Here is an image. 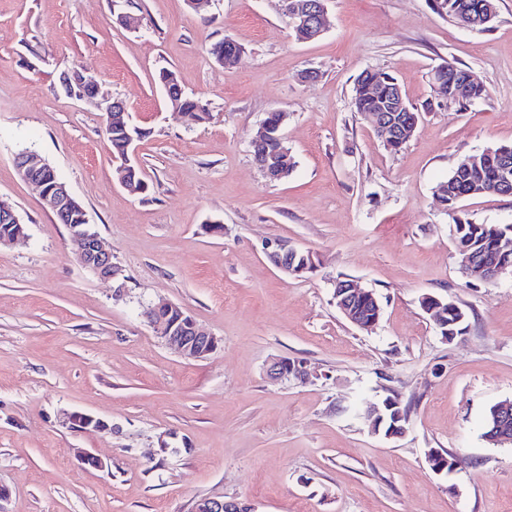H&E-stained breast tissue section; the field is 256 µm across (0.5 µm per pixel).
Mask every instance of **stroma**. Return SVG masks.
Here are the masks:
<instances>
[{"label": "stroma", "instance_id": "35a3bbf8", "mask_svg": "<svg viewBox=\"0 0 512 512\" xmlns=\"http://www.w3.org/2000/svg\"><path fill=\"white\" fill-rule=\"evenodd\" d=\"M122 12L140 27L119 25ZM211 14L187 0H0V200L25 225L0 248V512H191L203 497L256 512H512V445L483 436L488 409L512 400V273L488 283L462 270L457 212L434 194L464 157L512 144V0L486 32L429 0H328L326 32L307 42L279 0H213ZM227 35L243 48L231 66L210 53ZM446 60L487 97L425 110ZM70 67L144 130L145 191L117 181L100 110L60 85ZM164 68L206 104L205 124L168 108ZM368 68L424 110L399 150L352 107ZM309 69L318 79L301 81ZM276 109L296 167L271 183L250 132ZM24 149L82 203L114 278L70 253L67 226L14 165ZM460 211L512 224V196ZM275 239L311 253L313 271L280 273L265 256ZM340 274L378 296L371 330L337 310ZM427 294L462 308V335L441 336ZM161 298L217 349L170 350L146 318ZM275 358L306 364L310 381L270 379ZM392 394L411 413L388 439L363 407ZM75 411L110 431H73ZM432 448L455 456L452 473L431 470ZM83 449L104 468L83 464Z\"/></svg>", "mask_w": 512, "mask_h": 512}]
</instances>
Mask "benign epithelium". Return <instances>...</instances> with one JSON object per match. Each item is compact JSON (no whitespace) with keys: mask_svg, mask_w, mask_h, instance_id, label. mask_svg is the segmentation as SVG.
Masks as SVG:
<instances>
[{"mask_svg":"<svg viewBox=\"0 0 512 512\" xmlns=\"http://www.w3.org/2000/svg\"><path fill=\"white\" fill-rule=\"evenodd\" d=\"M282 11L291 19L293 32L301 37L309 35L315 39L325 30L327 0H280ZM493 8L486 9L479 18L466 15L458 20V25L465 29L486 25L495 17ZM430 80L436 91L435 100H444V91L452 89L455 96L465 99L470 96L471 89L478 85L471 73L461 78H449L448 63L444 62L432 69ZM60 81L65 91L76 95L81 100L93 103L105 115V126L111 130L122 128L128 134L129 143H134L132 132L137 127L130 121L124 103L118 99L99 97L96 86L87 82L82 73L76 69H68L61 73ZM372 96L377 100L387 101L386 109L376 111L371 119L377 135L384 146L392 149L394 144L405 143L413 136L417 125L401 123L395 113L406 110L400 86L389 85V80L382 77L372 80L369 84ZM287 113L275 112L258 125L251 136L250 143L261 144L266 141L281 140L284 137L283 124ZM287 151L282 149L258 165L269 176L279 178L286 168ZM15 165L23 179L34 187L42 200L44 207L52 212L70 230L69 244L71 251L81 265L102 278H111L115 274L112 263V253L104 248L97 233L91 228L86 211L81 202L70 192L66 184L56 180L54 168L35 153L24 152L15 156ZM134 160L131 154H126L118 166V181L121 185L132 190H139L142 185L128 177V169L132 168ZM462 254V264L467 271L477 273L482 279L490 281L501 274L512 272V257L504 253L492 265L474 258L465 246L459 247ZM265 255L269 262L286 275H298L305 271L303 265L297 264L301 258L300 250L290 246L286 241L276 239L266 244ZM333 298L336 307L353 325L370 328L376 325L380 318L381 306L374 292L359 288L352 282H333ZM360 299L372 309V316L360 313L353 300ZM421 307L439 330L444 338H452L448 331V313L453 311V304L444 302L433 295L421 298ZM147 319L163 342L181 355L191 359H204L218 346L215 336L208 333L183 307L167 300L153 304L147 312ZM267 375L274 380L293 378L305 382L310 378V372L304 365L294 364L285 358L273 360L267 368ZM394 408L390 402L381 406L369 403L365 407V415L372 418L373 431L380 433V423L384 418L385 408ZM497 421L494 432L495 440L512 445V402L504 401L499 404L496 415ZM69 427L86 433H103L110 430L105 420L85 412H72L66 415ZM194 512H242V507L236 501H224L209 498L196 504Z\"/></svg>","mask_w":512,"mask_h":512,"instance_id":"7a95c632","label":"benign epithelium"}]
</instances>
